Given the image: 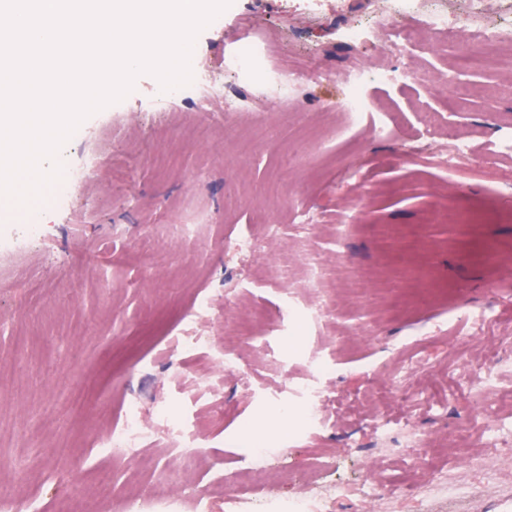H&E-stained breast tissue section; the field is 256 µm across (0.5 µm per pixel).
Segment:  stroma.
Returning a JSON list of instances; mask_svg holds the SVG:
<instances>
[{
    "mask_svg": "<svg viewBox=\"0 0 512 512\" xmlns=\"http://www.w3.org/2000/svg\"><path fill=\"white\" fill-rule=\"evenodd\" d=\"M372 10V0H232L223 28H204L193 48L217 96L166 102L154 76H138L61 148L82 183L31 218L0 219V512H81L103 466V512H159L153 490L170 484L177 512H196L211 482L239 486L250 442L255 465L290 473L271 500H295L315 469L325 486L374 477L378 512H403L387 495L416 478L400 453L414 433L448 472L420 485L416 512H512V465L482 431L512 417L498 402L512 391V150L501 147L512 139V55L457 68L471 89L463 103L444 81L368 86L372 112L354 125L343 73L355 60L395 64L379 42L344 40ZM243 18L265 44L263 66L309 52L322 78L239 82L225 45ZM383 103L405 120L387 138ZM422 107L472 135L486 164L441 173L417 162L437 137L418 124ZM201 123L211 138L186 144L185 128ZM462 205L498 221L448 223ZM305 208L321 223H300ZM269 224L322 262L323 292L304 263L289 283L275 275ZM246 233L262 247L243 263L229 245ZM473 309L492 325L464 320ZM416 355L429 367L403 399L391 372ZM307 383L327 396L326 424L304 423ZM132 402L152 431L133 453L106 452ZM380 418L396 424L382 440ZM146 453L152 466L130 483L133 456ZM185 454L196 467L181 469Z\"/></svg>",
    "mask_w": 512,
    "mask_h": 512,
    "instance_id": "obj_1",
    "label": "stroma"
}]
</instances>
